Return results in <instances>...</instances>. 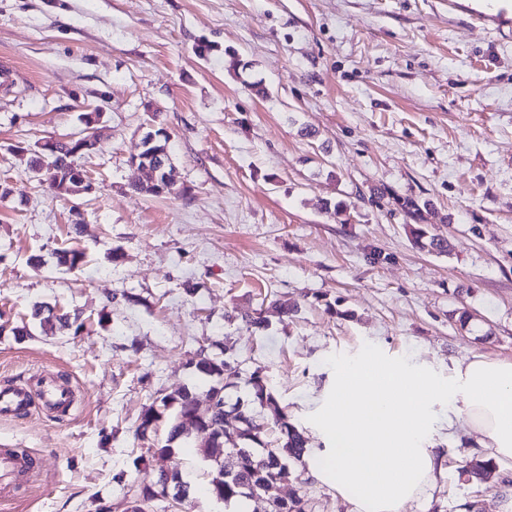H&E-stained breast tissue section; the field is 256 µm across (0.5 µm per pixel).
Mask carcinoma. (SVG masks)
<instances>
[{"label":"carcinoma","instance_id":"obj_1","mask_svg":"<svg viewBox=\"0 0 512 512\" xmlns=\"http://www.w3.org/2000/svg\"><path fill=\"white\" fill-rule=\"evenodd\" d=\"M153 142L138 154L137 168L150 174L145 182H133L131 188L139 193L158 196L170 191L163 180H154L151 173L171 168L169 154L158 153V148L167 145L169 134L160 127L153 133ZM50 168L41 175L53 192L62 188L64 181L72 174V149L69 144L59 142L53 159L47 161ZM401 208L416 224L410 229L415 244L438 254L448 252L447 241L436 237H426V231L419 225L423 220V207L411 197L402 199ZM58 264L78 267L85 258V253L76 248H61L56 251ZM32 315L40 318L42 323L57 322L61 327L68 328L78 321V315L57 310L46 303H36ZM230 363L224 354L200 353L195 363L198 372L214 379L224 376ZM251 387L253 400L270 409L274 426L279 437L275 442L264 439L263 429L254 424L241 402L228 407L224 394V386L216 384L210 387L208 394L217 398L215 407L209 412L198 410L196 396L185 390L176 396L164 395L150 405L144 407L140 415L139 431L146 434L157 431L161 421L167 424V438L155 453L163 456L172 451V444L189 433L196 434L203 458L211 462L214 473L209 483V493L217 500L229 503L242 497H252L253 490L268 491L285 481H291L292 472L288 460L299 459L306 450L307 440L289 420L288 415L278 406L263 370L255 368L247 380ZM236 435L239 442L233 447L225 446V439ZM234 458L232 467L224 465V457ZM495 470L492 460H476L467 463L462 473L468 479L477 482L481 477ZM173 491V498L180 501L187 497L188 489L185 482L176 475L160 471L153 487H130L123 501V512H151L153 502L167 491Z\"/></svg>","mask_w":512,"mask_h":512}]
</instances>
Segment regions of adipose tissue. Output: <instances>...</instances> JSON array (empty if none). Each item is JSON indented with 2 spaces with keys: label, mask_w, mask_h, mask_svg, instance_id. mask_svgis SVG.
<instances>
[{
  "label": "adipose tissue",
  "mask_w": 512,
  "mask_h": 512,
  "mask_svg": "<svg viewBox=\"0 0 512 512\" xmlns=\"http://www.w3.org/2000/svg\"><path fill=\"white\" fill-rule=\"evenodd\" d=\"M323 447L311 476L350 494L352 512H401L431 480L436 456L422 439L438 407L456 408L496 459L512 460V360L471 357L444 382L389 364L340 368L321 398Z\"/></svg>",
  "instance_id": "obj_1"
}]
</instances>
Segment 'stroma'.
Segmentation results:
<instances>
[{
    "label": "stroma",
    "mask_w": 512,
    "mask_h": 512,
    "mask_svg": "<svg viewBox=\"0 0 512 512\" xmlns=\"http://www.w3.org/2000/svg\"><path fill=\"white\" fill-rule=\"evenodd\" d=\"M2 57L17 73L0 80V387L32 397L0 416V449L36 467L0 512H109L163 470L189 482L186 512H224L195 443L159 456L166 429L136 433L158 396L205 402L200 349L236 362L232 404L262 368L312 448L309 415L342 363L448 380L476 353L512 360V29L448 0H0ZM89 113L106 138L76 163L96 190L55 197L31 154L83 136ZM159 127L174 186L135 193L131 159ZM406 196L447 254L413 243ZM65 246L82 266L58 265ZM39 302L81 329L40 327ZM257 309L265 328L246 327ZM49 379L73 393L64 415L39 394ZM433 442L435 476L402 512H512V461L473 484L462 466L491 451L465 422ZM290 468L283 496L351 512Z\"/></svg>",
    "instance_id": "35a3bbf8"
}]
</instances>
